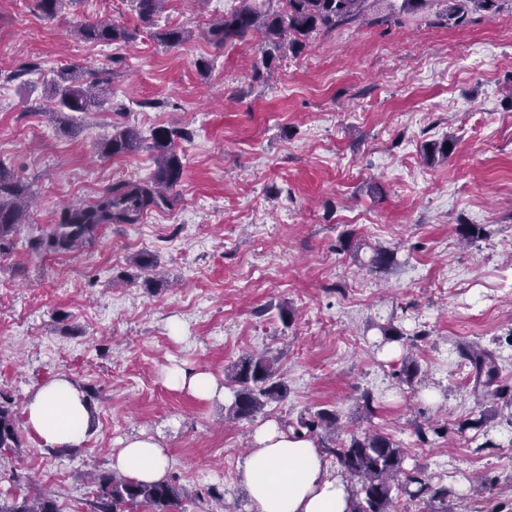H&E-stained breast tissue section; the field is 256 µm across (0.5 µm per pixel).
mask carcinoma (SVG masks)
<instances>
[{
	"label": "carcinoma",
	"instance_id": "obj_1",
	"mask_svg": "<svg viewBox=\"0 0 512 512\" xmlns=\"http://www.w3.org/2000/svg\"><path fill=\"white\" fill-rule=\"evenodd\" d=\"M140 20L150 23L165 0H130ZM381 0H240V6L215 20L210 34L218 48L230 40H244L254 34L271 49L299 51L312 34L329 31L362 18ZM445 4L444 16L459 24L468 0H440ZM80 39L95 43L127 42L131 35L113 24L85 22L74 30ZM169 48L179 47L189 37V31L173 28L159 34ZM53 113L96 112L106 101L104 80L71 66L58 72L52 81ZM187 135L176 129L160 127L153 133V148L157 152L151 177L137 181L119 182L105 189L89 205L69 206L59 215L51 230L30 243L32 250L47 253L72 252L93 238L103 224H138L153 208L171 204L169 192L180 183L183 175L177 140ZM142 143L140 132L121 123L113 124L112 137L103 150L109 156H119L137 150ZM424 158L430 164L448 159V140L424 145ZM31 194L23 179L0 164V253L14 246L17 230L27 223ZM384 344L404 343L407 340L399 327L388 323L379 327ZM461 359L468 362L474 373L475 389L483 396L501 399L512 406V386L497 384L498 367L493 351L477 343L458 348ZM400 382L415 387L421 383L420 367L407 355L401 361ZM226 378L234 389V400L226 413L228 420L255 417L272 402L286 398L287 387L280 379L277 358L267 354H248L226 369ZM336 427V413L320 410L310 419H301L293 426L295 433L314 434L320 428ZM324 451L336 457L344 474L354 481L350 512H395L394 492L412 498L428 497L444 502L453 495L448 486L432 483L425 470L416 465L408 470L405 452L389 436L368 432L351 436L339 445L322 444ZM21 440L11 409L0 403V452L17 451ZM100 492L93 512H136L147 506L153 512H173L185 491L173 482L141 484L115 475L97 478ZM0 512H58L56 501L49 495L37 500L14 497L0 504Z\"/></svg>",
	"mask_w": 512,
	"mask_h": 512
}]
</instances>
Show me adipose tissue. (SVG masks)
Segmentation results:
<instances>
[{
    "label": "adipose tissue",
    "mask_w": 512,
    "mask_h": 512,
    "mask_svg": "<svg viewBox=\"0 0 512 512\" xmlns=\"http://www.w3.org/2000/svg\"><path fill=\"white\" fill-rule=\"evenodd\" d=\"M166 381L202 400L225 395L223 386L203 371L173 368ZM24 419L26 429L49 447L62 451L80 447L89 429L86 394L69 377H56L29 396ZM112 467L134 482H161L168 476L167 450L154 436H135L113 454ZM238 481L257 512L350 510L351 486L330 473L316 440L297 435L274 420L253 431Z\"/></svg>",
    "instance_id": "obj_1"
}]
</instances>
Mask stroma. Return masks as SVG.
Listing matches in <instances>:
<instances>
[{"mask_svg": "<svg viewBox=\"0 0 512 512\" xmlns=\"http://www.w3.org/2000/svg\"><path fill=\"white\" fill-rule=\"evenodd\" d=\"M238 5L167 0L147 25L129 0H66L51 19L34 0H0V164L35 199L0 254V394L20 421L30 394L65 375L90 411L86 442L66 452L20 430V451L0 454V473L20 481L1 482L0 500L49 490L59 512H91L96 475L145 433L166 448L185 512H256L238 482L253 430L327 409L336 441L389 435L406 467L456 491L444 504L399 496L397 512H512V409L459 432L477 401L457 352L495 351L512 385V0L492 16L470 7L463 26L376 14L272 53L259 72L260 36L221 49L209 36ZM84 21L133 39L83 41L72 31ZM176 27L191 36L171 49L158 35ZM72 65L112 94L63 126L45 85ZM116 121L144 141L107 158ZM158 126L189 134L171 206L106 225L72 253L31 251L64 207L148 177ZM444 138L447 161L427 163L423 145ZM463 224L484 233L462 243ZM380 248L396 252L383 268L371 263ZM144 252L157 262L149 273L133 262ZM387 322L425 332L411 347L424 388L395 378L401 359L379 346ZM247 352L277 357L288 387L252 419L226 423L228 400L165 383L174 366L224 379ZM426 422L448 431L422 446Z\"/></svg>", "mask_w": 512, "mask_h": 512, "instance_id": "1", "label": "stroma"}]
</instances>
